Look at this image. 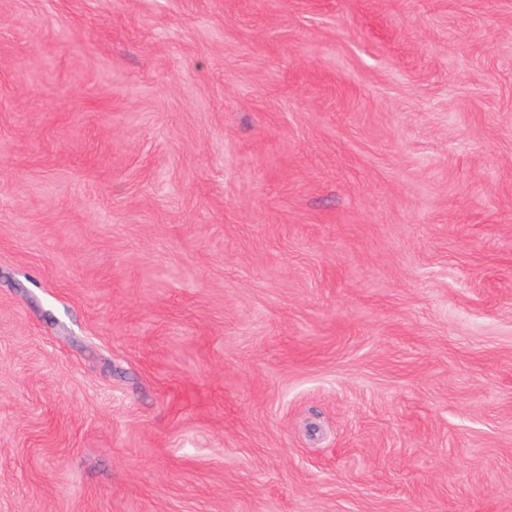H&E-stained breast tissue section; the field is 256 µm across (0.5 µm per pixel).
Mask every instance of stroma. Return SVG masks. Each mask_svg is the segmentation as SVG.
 Returning <instances> with one entry per match:
<instances>
[{"label":"stroma","instance_id":"35a3bbf8","mask_svg":"<svg viewBox=\"0 0 512 512\" xmlns=\"http://www.w3.org/2000/svg\"><path fill=\"white\" fill-rule=\"evenodd\" d=\"M0 512H512V0H0Z\"/></svg>","mask_w":512,"mask_h":512}]
</instances>
